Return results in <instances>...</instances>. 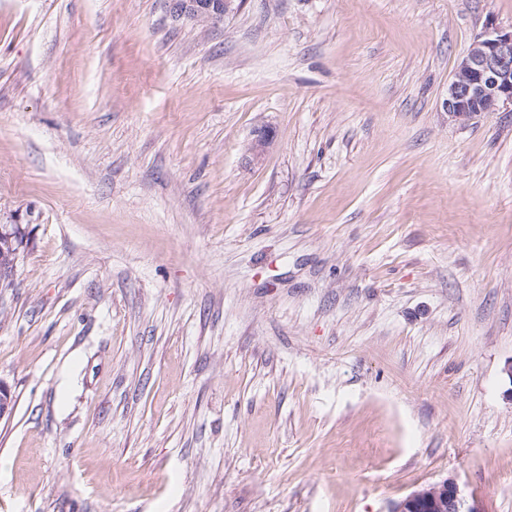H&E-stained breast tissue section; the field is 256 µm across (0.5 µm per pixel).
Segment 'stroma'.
Segmentation results:
<instances>
[{
	"label": "stroma",
	"instance_id": "1",
	"mask_svg": "<svg viewBox=\"0 0 512 512\" xmlns=\"http://www.w3.org/2000/svg\"><path fill=\"white\" fill-rule=\"evenodd\" d=\"M512 0H0V512H512ZM270 139L260 156L258 130ZM172 12L198 21L219 23L224 17L237 12L241 0H172ZM445 107L462 123L504 107L512 112V27L491 22L477 37L453 73ZM14 237L15 234L11 232L7 224L0 225V288H11L7 286L11 279L7 275L10 273V268L15 267L19 255V248L14 250L16 247ZM390 512H484L454 478L428 485L392 504Z\"/></svg>",
	"mask_w": 512,
	"mask_h": 512
}]
</instances>
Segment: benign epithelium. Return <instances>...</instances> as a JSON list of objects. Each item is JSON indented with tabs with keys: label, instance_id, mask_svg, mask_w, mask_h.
Masks as SVG:
<instances>
[{
	"label": "benign epithelium",
	"instance_id": "1",
	"mask_svg": "<svg viewBox=\"0 0 512 512\" xmlns=\"http://www.w3.org/2000/svg\"><path fill=\"white\" fill-rule=\"evenodd\" d=\"M241 0H172L177 16L219 23L238 11ZM448 117L468 122L503 108H512V28L491 22L459 61L448 84ZM15 234L0 225V288L7 287L10 268L18 260ZM390 512H484L479 501L467 496L459 483L446 478L412 492L392 504Z\"/></svg>",
	"mask_w": 512,
	"mask_h": 512
}]
</instances>
